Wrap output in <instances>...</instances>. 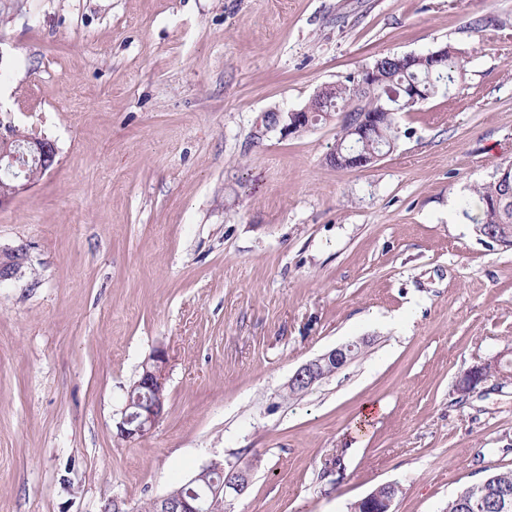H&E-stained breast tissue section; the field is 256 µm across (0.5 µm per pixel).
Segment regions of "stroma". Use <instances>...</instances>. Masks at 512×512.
Wrapping results in <instances>:
<instances>
[{"instance_id": "obj_1", "label": "stroma", "mask_w": 512, "mask_h": 512, "mask_svg": "<svg viewBox=\"0 0 512 512\" xmlns=\"http://www.w3.org/2000/svg\"><path fill=\"white\" fill-rule=\"evenodd\" d=\"M445 45L463 77L369 167L328 161L342 112L263 129ZM8 125L58 156L0 208V249L30 262L0 283V512H135L213 460L250 466L232 512H349L389 482L395 512H445L512 469V378L457 390L512 352V248L461 208L512 165V0H0ZM159 346L166 413L118 439ZM354 360L351 343L341 344L302 364L289 379L286 387L302 385L306 387V391H309L315 384L327 378L328 370H332L331 375H333ZM504 355H496L492 360L476 364L471 367L461 378L458 384V391L470 394L478 386L484 385L489 378L500 369Z\"/></svg>"}]
</instances>
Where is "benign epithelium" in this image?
<instances>
[{
	"label": "benign epithelium",
	"mask_w": 512,
	"mask_h": 512,
	"mask_svg": "<svg viewBox=\"0 0 512 512\" xmlns=\"http://www.w3.org/2000/svg\"><path fill=\"white\" fill-rule=\"evenodd\" d=\"M448 47L443 46L425 54H409L411 65L424 67L428 71L439 69L446 58ZM387 72L383 61L379 60L371 68L361 72L358 88L373 91L382 86L386 94H376L377 104L362 114L361 118L349 125L350 141L343 150L330 155L343 168H365L377 160L383 153L364 152L360 145L370 140L380 126L384 116L392 112H404L426 100L419 86L413 84L395 90L386 84ZM331 113L318 109L313 104L291 112H272L265 119L269 128L282 125L288 133H298L312 122L328 119ZM58 155L55 142L46 137L27 136L22 140L14 136H0V208L10 204L16 196L27 190L31 181L26 174L28 165L35 164L39 170L51 169ZM18 249L0 253V282L17 280L24 274L26 259L16 257ZM503 355L499 354L488 362L476 364L461 378L458 391L469 394L484 385L500 369ZM355 360L351 343L334 347L302 364L289 379L287 386L302 385L306 390L327 378V372L337 373ZM168 382V356L164 348L158 347L142 364L140 379L133 385L138 393L127 397L119 420L115 422L116 436L133 442L147 436L159 423L166 411ZM201 476L210 473H226L224 483L210 489L212 494H224L228 503L242 497L250 485V470L238 464L225 466L219 462H210L200 468ZM395 498H382L373 492L358 500L355 508L361 512H394ZM157 512H203V499L193 492L175 497L164 494L156 498Z\"/></svg>",
	"instance_id": "obj_1"
}]
</instances>
